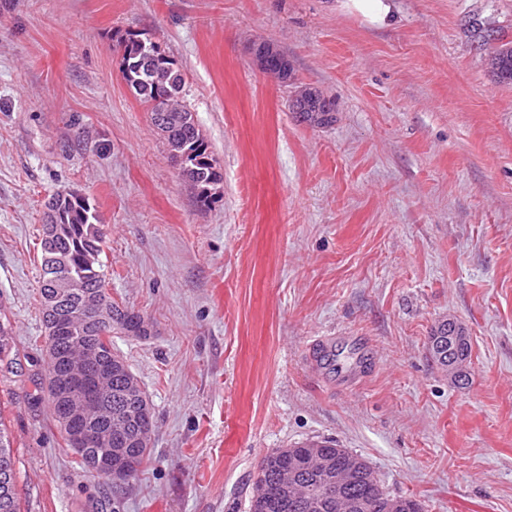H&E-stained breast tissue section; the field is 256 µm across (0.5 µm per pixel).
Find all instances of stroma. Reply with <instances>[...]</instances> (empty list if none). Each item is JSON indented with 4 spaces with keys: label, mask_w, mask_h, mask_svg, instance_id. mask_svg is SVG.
Wrapping results in <instances>:
<instances>
[{
    "label": "stroma",
    "mask_w": 512,
    "mask_h": 512,
    "mask_svg": "<svg viewBox=\"0 0 512 512\" xmlns=\"http://www.w3.org/2000/svg\"><path fill=\"white\" fill-rule=\"evenodd\" d=\"M0 0V425L20 512H249L262 458L332 439L425 512H512V83L482 28L512 0ZM176 60L221 181L201 208L113 47ZM273 44L288 81L261 72ZM304 87L334 103L314 127ZM88 198L113 335L153 406L152 457L113 490L32 402L47 357L42 213ZM469 382L431 356L443 321ZM369 365L357 388L337 374ZM351 6L371 17L373 20L384 21L390 14L392 5L385 1L390 0H349ZM292 112L298 114V118L313 126H327L334 121V108L329 99L321 92L307 88L291 101Z\"/></svg>",
    "instance_id": "obj_1"
}]
</instances>
